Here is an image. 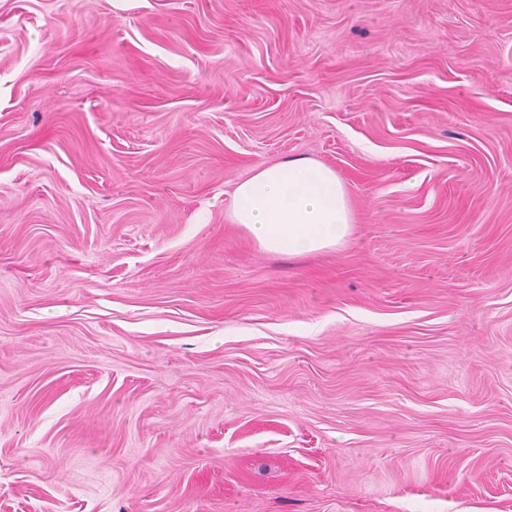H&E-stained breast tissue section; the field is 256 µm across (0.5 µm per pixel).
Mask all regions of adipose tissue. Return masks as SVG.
I'll return each mask as SVG.
<instances>
[{
  "instance_id": "ef3b65f1",
  "label": "adipose tissue",
  "mask_w": 512,
  "mask_h": 512,
  "mask_svg": "<svg viewBox=\"0 0 512 512\" xmlns=\"http://www.w3.org/2000/svg\"><path fill=\"white\" fill-rule=\"evenodd\" d=\"M228 214L258 249L291 257L343 246L354 224L346 182L306 157L256 164L236 181Z\"/></svg>"
}]
</instances>
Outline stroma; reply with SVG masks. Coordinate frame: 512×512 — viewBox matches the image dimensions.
I'll list each match as a JSON object with an SVG mask.
<instances>
[{"mask_svg": "<svg viewBox=\"0 0 512 512\" xmlns=\"http://www.w3.org/2000/svg\"><path fill=\"white\" fill-rule=\"evenodd\" d=\"M0 512H512V0H0ZM229 198L231 224L265 252L293 257L334 250L352 235L346 182L332 167L306 157L256 164L235 182Z\"/></svg>", "mask_w": 512, "mask_h": 512, "instance_id": "stroma-1", "label": "stroma"}]
</instances>
